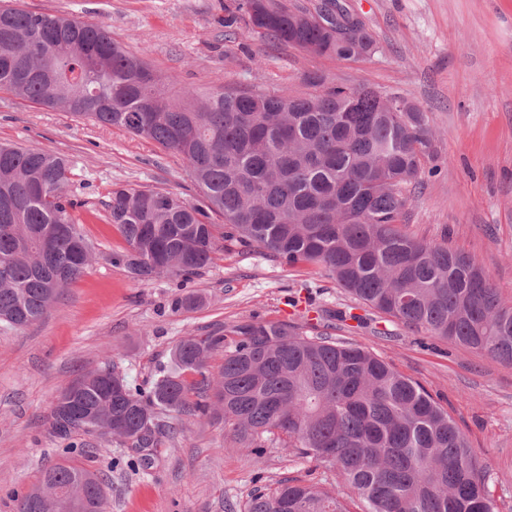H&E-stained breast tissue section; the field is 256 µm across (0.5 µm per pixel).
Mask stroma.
Returning <instances> with one entry per match:
<instances>
[{"label": "stroma", "mask_w": 512, "mask_h": 512, "mask_svg": "<svg viewBox=\"0 0 512 512\" xmlns=\"http://www.w3.org/2000/svg\"><path fill=\"white\" fill-rule=\"evenodd\" d=\"M377 41L354 61L315 56L224 26V0H0L50 15L103 23L175 90L229 83L256 93H309L308 76L326 85L364 84L399 94L427 115L437 155L427 162L404 224L414 237L473 255L512 303V0H341ZM0 142L67 156L76 172L74 213L95 254L36 323L0 324V512L63 460L50 426L59 393L81 374L112 362L129 381L151 385L171 348L246 321L283 322L307 334L326 331L372 350L420 383L447 409L486 460L496 512H512V365L435 341L392 318L365 325L325 322L324 311L355 302L319 269L287 267L242 245L219 254L190 283L172 276L132 278L112 265L125 248L108 221L118 187L202 197L179 156L124 129L0 92ZM199 298L186 308L179 301ZM174 436L151 467L133 450L86 437L76 461L108 474V512H242L257 490L290 478L325 482L309 459L268 444L251 454L200 416L165 413Z\"/></svg>", "instance_id": "35a3bbf8"}]
</instances>
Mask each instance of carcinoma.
<instances>
[{"label": "carcinoma", "instance_id": "obj_1", "mask_svg": "<svg viewBox=\"0 0 512 512\" xmlns=\"http://www.w3.org/2000/svg\"><path fill=\"white\" fill-rule=\"evenodd\" d=\"M350 18L338 0L314 13L286 0L224 4L226 28L339 58L375 45ZM309 83L303 97L226 85L173 92L101 24L0 8V91L158 143L183 159L204 197L199 207L164 190H112L109 220L128 244L112 265L136 279L187 281L245 244L285 266L321 269L352 298L436 341L512 365V304L481 263L402 230L406 190L435 150L425 112H383L364 85ZM73 177L62 154L0 144V321L9 326L39 321L92 262L67 193ZM218 351L224 363L213 374ZM171 358L174 368L158 370L148 389L108 363L64 388L51 429L65 453L98 434L141 452L149 467L170 437L161 414L208 413L242 448L257 454L279 441L335 474L358 495L359 512H495L487 463L448 411L365 347L248 321L185 336ZM84 480L89 498L106 502L104 477L69 459L15 497V512H80L51 498ZM285 502L288 512H349L337 490L297 480L251 495L244 512H282Z\"/></svg>", "mask_w": 512, "mask_h": 512}]
</instances>
